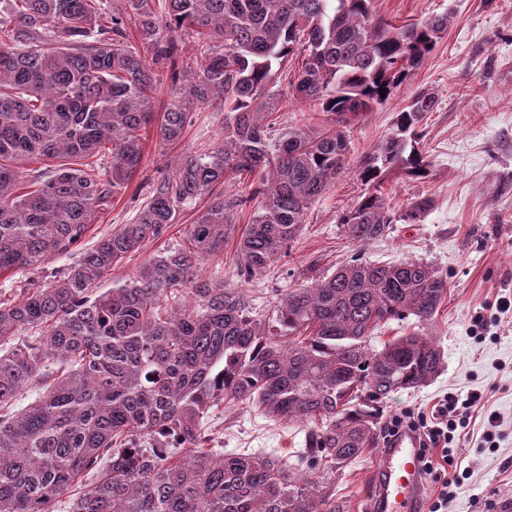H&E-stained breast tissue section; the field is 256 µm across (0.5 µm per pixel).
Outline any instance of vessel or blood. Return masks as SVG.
Listing matches in <instances>:
<instances>
[{
    "instance_id": "vessel-or-blood-1",
    "label": "vessel or blood",
    "mask_w": 512,
    "mask_h": 512,
    "mask_svg": "<svg viewBox=\"0 0 512 512\" xmlns=\"http://www.w3.org/2000/svg\"><path fill=\"white\" fill-rule=\"evenodd\" d=\"M375 478L377 496L372 512H423V477L419 442L405 432L382 448Z\"/></svg>"
}]
</instances>
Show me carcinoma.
Returning <instances> with one entry per match:
<instances>
[{
    "instance_id": "carcinoma-1",
    "label": "carcinoma",
    "mask_w": 512,
    "mask_h": 512,
    "mask_svg": "<svg viewBox=\"0 0 512 512\" xmlns=\"http://www.w3.org/2000/svg\"><path fill=\"white\" fill-rule=\"evenodd\" d=\"M0 0V276L43 271L22 296L0 299V512H345L336 476L377 447L380 413L398 390L441 372V350L418 332L380 349L379 326L432 321L448 280L422 261L374 264L356 254L328 277L286 292L274 328L244 295L201 274L236 233L238 274L276 264L312 203L349 165L352 120L409 80L448 17L402 25L372 0ZM134 28L151 58L128 44ZM178 31L194 35V65L177 62ZM304 55L288 100L333 116L323 132L271 136L289 55ZM170 96L156 121L154 97ZM385 89L386 95L380 94ZM224 104V139L183 154L158 179L134 222L80 248L100 209L126 189L144 152L141 131L179 141L192 109ZM420 93L359 167L367 186L340 224L362 245L390 225L416 224L420 198L390 213L391 173L424 176ZM42 166L24 179L21 166ZM257 175L252 196H228L231 175ZM208 200L183 241L145 260L122 285L113 266L165 237ZM258 200L249 224L234 213ZM79 250L62 272L48 261ZM39 397L20 407L25 388ZM259 409L298 424L296 462L207 448L219 406ZM94 477L90 488L86 476Z\"/></svg>"
}]
</instances>
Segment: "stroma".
Wrapping results in <instances>:
<instances>
[{
	"label": "stroma",
	"mask_w": 512,
	"mask_h": 512,
	"mask_svg": "<svg viewBox=\"0 0 512 512\" xmlns=\"http://www.w3.org/2000/svg\"><path fill=\"white\" fill-rule=\"evenodd\" d=\"M373 7L396 24L444 14L448 27L409 83L354 120L348 169L312 205L301 236L281 260L243 280L237 240L231 237L223 254L205 262L203 273L242 289L256 312L271 322L286 289L332 272L354 255L370 262L416 259L435 266L448 278V295L423 331L439 346L445 367L424 387L392 393L382 417L426 414L443 397L481 394L469 425L457 429L449 445L445 475L459 485L448 512H512V308L499 307L502 299L512 300V0H374ZM423 92L437 100L421 122L430 174L423 179L396 174L385 182L384 193L389 210L397 214L421 197L431 198L433 206L420 223H398L385 237L362 246L352 243L339 218L365 191L359 164L390 133L397 112ZM223 136V113L204 107L194 110L178 143H164L156 128H149L137 173L99 213L85 244L130 223L149 185L169 172L181 152L206 148ZM196 215V210L185 211L165 237L113 267L103 287L123 283L149 257L181 243ZM479 316L487 323L480 338L471 332ZM209 431L225 451L287 460L304 440L299 426L244 406L216 410ZM379 454L372 449L337 477L336 499L349 512H366Z\"/></svg>",
	"instance_id": "1"
}]
</instances>
